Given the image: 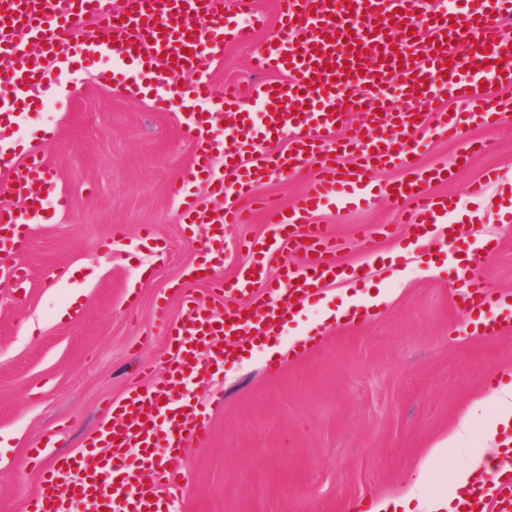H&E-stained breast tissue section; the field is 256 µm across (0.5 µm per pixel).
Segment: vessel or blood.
Masks as SVG:
<instances>
[{"instance_id":"vessel-or-blood-1","label":"vessel or blood","mask_w":512,"mask_h":512,"mask_svg":"<svg viewBox=\"0 0 512 512\" xmlns=\"http://www.w3.org/2000/svg\"><path fill=\"white\" fill-rule=\"evenodd\" d=\"M102 0H0V82L13 90L0 99V194L24 200L23 209H0V285L22 291L29 280L19 257L28 246L30 227L46 222L50 209H65L55 194L50 170L40 152L19 155L12 126L21 102L61 97L63 79L74 62L120 66L143 61L154 69L152 99L165 107L166 86L183 72L195 73L181 90L185 133L197 142V154L170 192L185 224H207L216 241L224 227L242 223L240 200L263 178H288L310 160L319 172L302 203L291 210L272 209L277 235L249 241L238 263L235 292L249 296L242 311L217 315L212 306L188 302L171 343L175 352L166 376L152 388L130 390L109 408L110 419L99 441L111 458L89 462L87 454L56 458L43 471L41 491L27 512H70L75 499L92 498L98 512H157L162 490L184 475L180 448L207 437L203 415L186 410L180 388L186 374L209 372L223 354L251 335H273L292 320L298 304L310 301L336 280L335 254L340 244L310 215L320 206L366 205L374 188L372 173L383 165L406 167L422 142L421 108L444 97L463 100L464 111L436 113L434 135L458 137L474 117L490 124L512 120V101L494 99L485 85H512V38L502 23L512 19V0H468L463 15L439 7L437 0H278L279 27L256 40L263 26L254 0H236L247 23L230 20L211 0H125L93 40L78 32L81 18L102 11ZM253 48L260 72L283 73L284 81L256 83L246 96L218 101L226 124L220 134L203 105L213 101L208 61L224 49L225 39ZM406 99L407 109L397 108ZM258 105L251 116L248 104ZM362 114L359 131L339 147L353 166L338 164L324 149L321 133L343 126L346 113ZM287 136L288 152L263 148L265 139ZM224 153V174L212 169L215 149ZM257 154L258 163L241 170L237 159ZM206 179L213 195L226 198L224 209L207 215L196 203L192 184ZM427 174L402 181L392 195L413 204L417 239L444 227L451 209L446 198L429 190ZM308 261L293 265L281 251L279 233ZM278 266L275 288L267 297L254 294L263 271ZM465 325L479 324L482 336L512 332V299L491 288L480 263L448 283ZM466 512H512V478L478 487L459 499Z\"/></svg>"}]
</instances>
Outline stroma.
Wrapping results in <instances>:
<instances>
[{"mask_svg": "<svg viewBox=\"0 0 512 512\" xmlns=\"http://www.w3.org/2000/svg\"><path fill=\"white\" fill-rule=\"evenodd\" d=\"M251 55L249 46L225 44L209 63L216 91L263 81ZM72 81L70 102L23 105L15 128L24 145L43 152L68 207L32 228L21 257L30 274L24 297L0 287V512H24L39 490L29 449H44L46 467L88 451L108 402L165 377L166 329L183 317L185 298L217 293L189 276L208 263L211 229L181 224L169 191L195 154L181 104L156 110L150 94L101 83L81 67ZM45 128L54 130L52 141L39 137ZM464 152L467 164L456 165ZM412 162L422 170L450 165L448 181L431 189L454 203L453 244H416L410 204L385 193L366 209L321 207L316 221L343 243L339 264L369 269L300 307L277 336V351L242 343L219 371L194 380L208 436L182 449L187 487L173 494L169 512L372 505L404 487L472 401L512 388V334L489 339L464 330L448 288L478 255L489 285L512 293V222L502 221L498 203L512 185V123L472 124L457 140H430ZM317 169L313 161L293 178L264 179L254 195L293 208ZM486 171L496 182L485 197L470 196L471 180ZM270 221L257 206L248 222L225 225V281L234 279L240 245L269 235ZM77 266L96 276L74 305L59 274ZM346 287L381 288L391 300L327 320ZM460 445L461 453L432 461L423 498L452 497L451 473L475 459L486 462L484 479L496 476L487 461L499 458L500 442L482 420Z\"/></svg>", "mask_w": 512, "mask_h": 512, "instance_id": "stroma-1", "label": "stroma"}]
</instances>
